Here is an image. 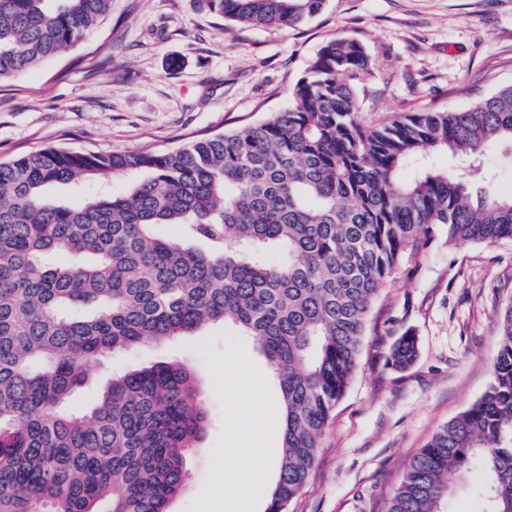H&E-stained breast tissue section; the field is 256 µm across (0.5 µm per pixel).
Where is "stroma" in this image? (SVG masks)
<instances>
[{
	"label": "stroma",
	"instance_id": "stroma-1",
	"mask_svg": "<svg viewBox=\"0 0 512 512\" xmlns=\"http://www.w3.org/2000/svg\"><path fill=\"white\" fill-rule=\"evenodd\" d=\"M361 44L370 68L356 84L364 123L404 112L462 108L512 84V0H328L289 28H257L199 12L196 0H112L76 46L0 82V161L46 147L172 149L195 137L243 130L280 111L329 40ZM494 180L475 189L512 193V149L484 156ZM512 301V243L420 246L383 283L357 368L337 403L304 490L288 512H385L411 458L492 381L497 311ZM419 353L407 370L388 356L405 332ZM178 360L195 374L208 410L188 456L189 476L170 512H224L253 495L265 512L281 455L277 384L251 339L210 324L104 360L77 403L96 398L116 369ZM258 383L250 413L236 378ZM258 439L262 475L225 484L234 449Z\"/></svg>",
	"mask_w": 512,
	"mask_h": 512
}]
</instances>
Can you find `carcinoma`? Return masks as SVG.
<instances>
[{
  "instance_id": "obj_1",
  "label": "carcinoma",
  "mask_w": 512,
  "mask_h": 512,
  "mask_svg": "<svg viewBox=\"0 0 512 512\" xmlns=\"http://www.w3.org/2000/svg\"><path fill=\"white\" fill-rule=\"evenodd\" d=\"M327 0H198L239 24L288 27ZM112 0H0V80L80 42ZM363 47L332 39L279 112L164 151L44 148L0 161V512H168L207 424L182 362L92 368L130 348L229 324L276 373L282 454L265 512H288L356 369L380 285L419 246L512 242V196L475 195L453 158L512 147V86L462 109L368 126ZM411 164L415 174L400 177ZM83 186L80 201L54 190ZM175 224L179 241L156 226ZM485 394L408 463L387 512H445L478 464L484 512H512V302ZM416 336L389 363L411 367Z\"/></svg>"
}]
</instances>
